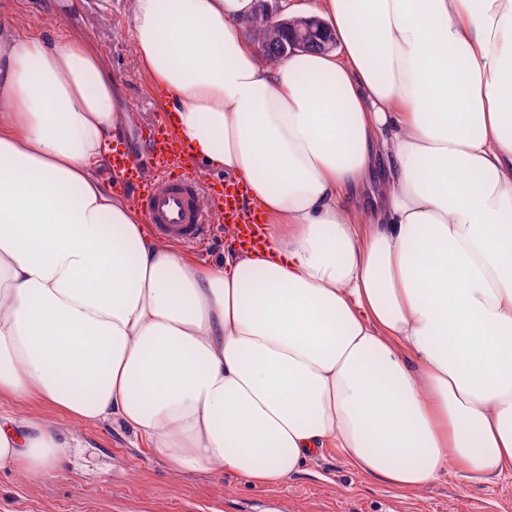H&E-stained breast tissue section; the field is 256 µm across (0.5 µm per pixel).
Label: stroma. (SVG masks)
<instances>
[{"instance_id": "35a3bbf8", "label": "stroma", "mask_w": 512, "mask_h": 512, "mask_svg": "<svg viewBox=\"0 0 512 512\" xmlns=\"http://www.w3.org/2000/svg\"><path fill=\"white\" fill-rule=\"evenodd\" d=\"M6 8L32 31L66 21L104 53L128 112L121 139L146 156L138 123L161 112L166 96L135 57L130 0H8ZM0 512H512V479L472 485L452 475L404 494L351 470L329 448L286 484L265 489L221 471L177 474L109 420L82 431L80 447L51 480L1 471Z\"/></svg>"}]
</instances>
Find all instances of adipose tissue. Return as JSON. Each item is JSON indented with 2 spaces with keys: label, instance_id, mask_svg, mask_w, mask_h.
Returning a JSON list of instances; mask_svg holds the SVG:
<instances>
[{
  "label": "adipose tissue",
  "instance_id": "1",
  "mask_svg": "<svg viewBox=\"0 0 512 512\" xmlns=\"http://www.w3.org/2000/svg\"><path fill=\"white\" fill-rule=\"evenodd\" d=\"M255 0H131L191 163L264 243L203 263L106 185L102 52L0 20V471L117 418L257 487L333 448L416 492L512 478V0H319L336 48L261 63Z\"/></svg>",
  "mask_w": 512,
  "mask_h": 512
}]
</instances>
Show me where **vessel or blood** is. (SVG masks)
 Listing matches in <instances>:
<instances>
[{
  "label": "vessel or blood",
  "instance_id": "obj_1",
  "mask_svg": "<svg viewBox=\"0 0 512 512\" xmlns=\"http://www.w3.org/2000/svg\"><path fill=\"white\" fill-rule=\"evenodd\" d=\"M148 130L152 175H145L136 155L117 148L112 151V171L119 186L143 209L153 231L185 245H202L216 224H233L240 247L258 248L262 227L244 205L243 188L228 183L217 192L203 177L179 175L185 145L173 138L163 120L149 123Z\"/></svg>",
  "mask_w": 512,
  "mask_h": 512
}]
</instances>
